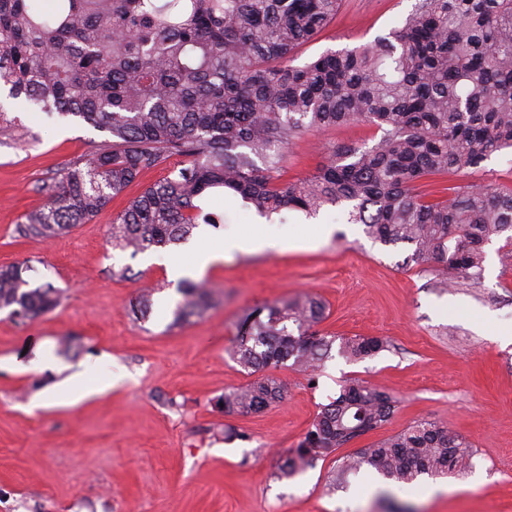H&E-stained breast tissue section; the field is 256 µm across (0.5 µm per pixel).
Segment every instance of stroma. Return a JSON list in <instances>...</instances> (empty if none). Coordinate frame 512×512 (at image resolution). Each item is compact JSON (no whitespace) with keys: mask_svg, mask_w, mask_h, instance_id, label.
Instances as JSON below:
<instances>
[{"mask_svg":"<svg viewBox=\"0 0 512 512\" xmlns=\"http://www.w3.org/2000/svg\"><path fill=\"white\" fill-rule=\"evenodd\" d=\"M416 3L342 0L297 61L371 43ZM0 109L13 122L12 137L0 139V266L31 260L32 279L63 293L54 311L33 321L0 309V512H512V246L504 238L485 246L481 279L444 289L439 272L407 262L408 247L375 243L362 225L330 210L318 217L310 244L237 251L209 267L203 277L215 291L213 308L176 327V280L110 242L113 217L167 168L142 175L62 237H18L17 224L45 201L40 186L109 135L21 99L2 98ZM379 138L366 123L302 135L290 146L288 175L312 172L334 145L370 147ZM456 180L512 186V149ZM206 208L223 217L222 226L202 228L218 241L258 224L284 238L305 221L298 211L265 221L230 201ZM124 267L128 275L118 276ZM301 292L326 308L320 333L378 336L388 350L360 360L331 352L312 382L280 366L273 374L286 386L283 404L224 415L218 399L252 379L231 356L239 318ZM109 376L115 385L102 389ZM69 378L80 397L58 395L57 384ZM350 378L395 397L389 422L315 467L278 478L319 405ZM420 420L448 425L471 443L464 469L423 474L410 485L370 467L339 477L347 456ZM228 427L240 438L225 439Z\"/></svg>","mask_w":512,"mask_h":512,"instance_id":"obj_1","label":"stroma"}]
</instances>
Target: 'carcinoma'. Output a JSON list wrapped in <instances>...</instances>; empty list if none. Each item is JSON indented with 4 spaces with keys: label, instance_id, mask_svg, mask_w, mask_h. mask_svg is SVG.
<instances>
[{
    "label": "carcinoma",
    "instance_id": "carcinoma-1",
    "mask_svg": "<svg viewBox=\"0 0 512 512\" xmlns=\"http://www.w3.org/2000/svg\"><path fill=\"white\" fill-rule=\"evenodd\" d=\"M342 0H0V85L44 112L80 118L110 140L41 188L46 202L16 226L47 240L97 216L148 171L178 156L162 180L112 220V247L131 256L186 242L212 196L239 199L268 220L288 210L315 218L342 208L384 246L411 249L406 262L454 278L482 275L484 247L512 231V188L451 184L512 147V0H418L404 22L374 43L328 50L301 66L299 49L335 18ZM365 122L380 132L366 148L335 147L305 177L283 179L299 135ZM33 266L0 267V309L35 319L55 309L58 289L33 287ZM172 325L214 305L206 280L183 279ZM325 307L305 294L245 313L232 356L256 373L293 360L320 366L339 342L350 360L387 350L380 337L327 338ZM284 383L262 375L224 393L227 415L257 414L285 400ZM396 400L348 379L280 464L293 477L336 449L382 428ZM469 442L446 425L418 421L361 449L342 473L368 465L410 484L453 471Z\"/></svg>",
    "mask_w": 512,
    "mask_h": 512
}]
</instances>
